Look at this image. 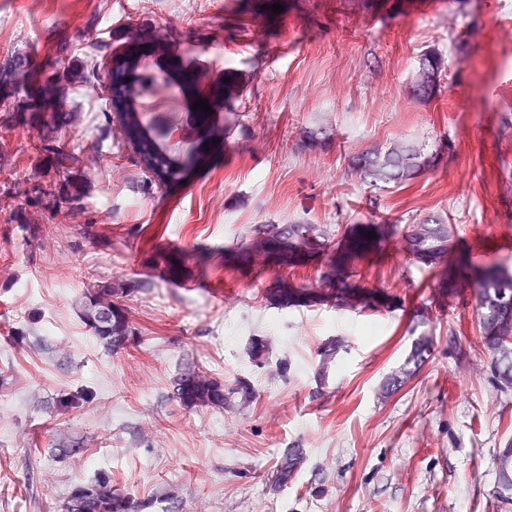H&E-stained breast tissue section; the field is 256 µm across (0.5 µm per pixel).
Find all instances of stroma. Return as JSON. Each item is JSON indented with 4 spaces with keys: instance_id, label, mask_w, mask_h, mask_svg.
I'll return each mask as SVG.
<instances>
[{
    "instance_id": "obj_1",
    "label": "stroma",
    "mask_w": 512,
    "mask_h": 512,
    "mask_svg": "<svg viewBox=\"0 0 512 512\" xmlns=\"http://www.w3.org/2000/svg\"><path fill=\"white\" fill-rule=\"evenodd\" d=\"M150 33L217 106L183 184L137 163L88 68ZM428 54L445 69L420 101ZM47 139L79 163L60 171ZM400 140L433 165L379 189L348 176ZM438 216L447 271L394 239L346 251L347 230ZM257 224L336 236L245 272L224 255ZM495 262L512 269V0H0V512H63L101 472L137 512H512L493 494L512 390L477 326ZM283 276L307 295L277 296ZM99 282L127 289L118 353L80 315ZM421 335L429 357L384 394ZM188 367L223 381L224 409L174 399ZM73 441L84 456L62 454Z\"/></svg>"
}]
</instances>
